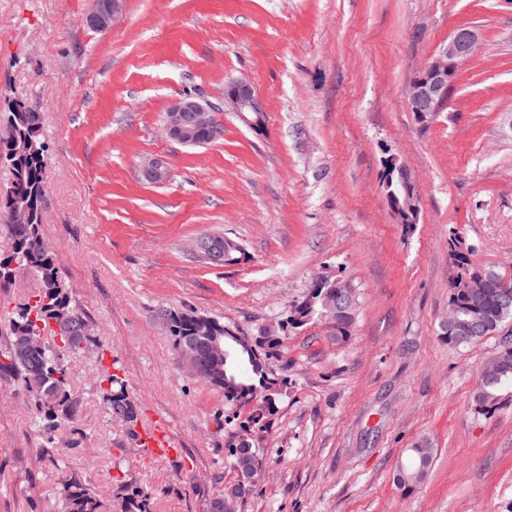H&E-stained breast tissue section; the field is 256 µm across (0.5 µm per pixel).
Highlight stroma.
Masks as SVG:
<instances>
[{"mask_svg": "<svg viewBox=\"0 0 512 512\" xmlns=\"http://www.w3.org/2000/svg\"><path fill=\"white\" fill-rule=\"evenodd\" d=\"M91 3L0 0V101L43 114L41 229L99 340L70 362L78 409L53 433L0 371V512H62L72 481L99 512L146 486L150 512H209L236 480L233 408L184 367L157 313L191 308L256 337L318 276L353 283L356 321L342 342L317 321L283 334L269 369L288 388L237 512H512V399L472 403L512 320L466 348L439 337L451 232L512 276V0H125L102 32L85 23ZM460 25L479 50L446 109L419 122L404 91ZM242 74L265 106L259 132L223 109ZM183 94L218 107L219 139L164 135ZM391 155L412 175L417 223L387 203ZM147 156L166 181L138 179ZM214 234L242 246L238 263L199 258ZM116 365L140 424L164 418L178 458L152 457L109 414L100 382ZM423 438L433 462L407 493L397 465Z\"/></svg>", "mask_w": 512, "mask_h": 512, "instance_id": "obj_1", "label": "stroma"}]
</instances>
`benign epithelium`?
Here are the masks:
<instances>
[{"mask_svg": "<svg viewBox=\"0 0 512 512\" xmlns=\"http://www.w3.org/2000/svg\"><path fill=\"white\" fill-rule=\"evenodd\" d=\"M122 11L123 0H92L85 22L95 30L107 29L120 21ZM477 43L478 34L473 27L454 28L448 42L408 85L405 93L408 110L422 120L442 111L457 76L472 60ZM224 107L248 127L256 128L263 123V102L246 76L230 80L224 93ZM212 112V105L202 99L177 97L168 106L163 132L168 139L182 145H202L203 136L215 132ZM139 174L145 182L161 183L167 179L168 167L161 159H146L139 164Z\"/></svg>", "mask_w": 512, "mask_h": 512, "instance_id": "1", "label": "benign epithelium"}]
</instances>
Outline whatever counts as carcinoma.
<instances>
[{
    "mask_svg": "<svg viewBox=\"0 0 512 512\" xmlns=\"http://www.w3.org/2000/svg\"><path fill=\"white\" fill-rule=\"evenodd\" d=\"M27 109L26 121H17L18 113L0 110V124L7 132L0 136V166L9 168L12 181L9 189L0 195V233L12 243L11 251L0 257V284L10 283L8 267L12 262L30 265L41 280L33 302L18 307L11 323V340L0 351V370L14 373L30 393L41 413V426L52 432L72 419L76 400L68 390L67 365L70 359L88 345L87 338L77 334L78 326L87 321L85 315L71 302L59 278L48 246L40 231L44 197L47 145L43 136L42 112L37 105L19 102ZM385 179L395 191L400 204L398 215L403 223L416 218L414 204L405 200L399 188L398 174L387 168ZM16 202L26 203L32 219L28 224H9L6 214ZM470 248H463L459 239L451 246V260L457 274L450 286L449 302L459 308L463 321L483 319L490 328L460 339L448 330V324H439V336L453 347L474 344L486 335L496 332L512 319V280L493 266L477 268L469 258ZM319 285L302 302L291 308L286 325L300 327L318 319L331 327L336 341L349 336L356 321L357 294L345 279H318ZM159 315L169 318V332L175 351L183 360L195 355L204 368V376L211 384L224 390L226 402L236 406H252L246 419L238 415L225 419L236 423L227 444V461L237 475V483L210 502V512H224L223 499L234 495L241 498L258 482L263 467L260 449L253 434L269 424L277 403L285 393L287 381L269 374L267 360L281 340H269L256 353L246 337L233 334L224 322L192 309H161ZM218 336L221 351L212 352L205 337ZM103 382V399L112 417L124 422L130 438L138 439L139 410L130 398L124 379L116 373L107 375ZM512 387V345H504L497 355L481 370L478 385L473 392L476 409L497 408L503 392ZM432 459V448L427 440H420L410 449L408 459L398 465L397 484L409 492L425 478ZM152 491L139 489L122 504L123 512H148ZM64 512H96L92 491L77 483L64 484Z\"/></svg>",
    "mask_w": 512,
    "mask_h": 512,
    "instance_id": "cac0c4a2",
    "label": "carcinoma"
}]
</instances>
